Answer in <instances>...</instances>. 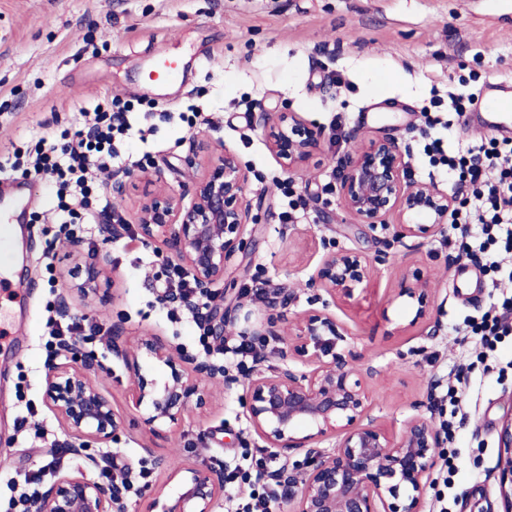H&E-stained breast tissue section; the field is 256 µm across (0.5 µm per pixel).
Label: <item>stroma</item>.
<instances>
[{"label": "stroma", "mask_w": 512, "mask_h": 512, "mask_svg": "<svg viewBox=\"0 0 512 512\" xmlns=\"http://www.w3.org/2000/svg\"><path fill=\"white\" fill-rule=\"evenodd\" d=\"M172 59L187 73L184 85L144 89L153 62ZM477 82L461 85L462 69ZM512 91V0H0V159L17 146H35L49 131L73 126L79 108L118 96L149 103L139 116L152 128L147 140L131 135L118 144L113 171L141 162L175 191L189 176L182 160L199 142H223L250 170L247 197L258 215L246 236L257 247L234 255L216 285L218 301L281 284L292 291L289 314L308 310L307 281L324 254L322 239L368 256L387 255L367 288L333 311L350 339L345 356L371 398L369 419L399 435L407 419L429 414L448 386L463 384L448 450L454 469L424 492L425 512H506L494 471L500 432L512 416V335L502 337L485 361L466 319L498 314L512 298V284L495 288L481 267L459 258L448 230L395 240L392 229L369 230L337 205L341 160L371 140L390 137L410 153L409 176L447 187L444 174L429 175L427 140L452 148L467 137L495 136L492 128L464 134L446 101L449 93ZM200 109L195 128L180 118ZM435 106L448 128L421 134L423 108ZM291 108L322 130L318 152L296 174L284 172L267 147L263 116ZM12 183L34 185L24 226V250L0 271V512H16L15 473L50 485L59 473L97 478L107 451L130 470L148 467V484L171 492L172 471L189 466L242 463L263 457L248 428L242 388L223 392L212 405L190 411L178 425L146 429L126 404L130 379L119 361L92 382L111 400L123 422L118 443L92 457L66 449L61 423L44 396L48 320L68 295L70 317L100 327L87 349L104 355L113 326L126 341L162 337L192 356L210 355L228 367L239 358L240 338L204 352L203 331L188 310L171 318L161 293L157 258L139 240L105 245L81 240L84 253L107 248L112 280L96 294L72 290L76 261L52 217L55 201L39 177L12 172ZM296 210H289L290 198ZM292 211V221L281 218ZM417 275L431 288L429 317L414 322V309L395 295L402 275ZM38 413L26 418L27 404ZM61 451L59 470L48 469Z\"/></svg>", "instance_id": "obj_1"}]
</instances>
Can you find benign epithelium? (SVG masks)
Returning <instances> with one entry per match:
<instances>
[{
    "instance_id": "benign-epithelium-1",
    "label": "benign epithelium",
    "mask_w": 512,
    "mask_h": 512,
    "mask_svg": "<svg viewBox=\"0 0 512 512\" xmlns=\"http://www.w3.org/2000/svg\"><path fill=\"white\" fill-rule=\"evenodd\" d=\"M269 150L283 168L295 173L320 148L321 131L296 113L280 111L267 119ZM184 159L192 174L189 201L152 178L148 171L113 177L108 189L122 194L127 181L144 179L151 186L134 216L140 242L155 250L165 263L169 256L158 243L172 246L184 269L202 295L224 280L228 262L240 252L255 250L256 240L245 239V227L256 222L246 197L249 170L223 145L202 146ZM406 154L390 138L371 141L341 167L337 202L359 224L375 229L397 218L394 238L428 235L448 223L456 197L431 182L408 177ZM108 254L84 260V279L77 290L90 294L107 280ZM376 258L342 247L328 246L311 277V286L330 300L351 298L356 287L368 283ZM428 282L403 276L397 296L415 308L411 323L427 316ZM305 311L288 329L265 328L239 332L265 346L267 339L280 344L282 364L271 373L252 370L242 404L253 433L267 448L285 456L269 475L284 492L285 512H422V490L435 468L439 449L448 444L434 419L411 417L397 437L362 418L368 396L358 373L342 353L347 332L330 310ZM291 301L286 288H274L267 306L285 308ZM235 326L227 308L216 303L208 319L207 333L216 346L224 345V333ZM122 328H112L109 352L121 361L131 379V404L146 409L144 423H175L191 407L201 409L212 394L208 384L218 379L230 390L239 376L208 358L190 357L162 339L151 336L128 347L118 343ZM64 361L48 364L45 398L62 421L65 436L82 448L109 445L121 428V417L110 400L90 381V374H108L111 368L79 340L61 349ZM148 358L168 368L160 379L143 373L140 359ZM341 432L330 448L318 444ZM496 478L503 496L512 504V417L503 426ZM300 450L303 459L290 461L288 452ZM175 490L153 494L146 512H215L224 499V473L207 468H188L174 475ZM118 483L100 481L84 473L61 475L30 503V512H125Z\"/></svg>"
}]
</instances>
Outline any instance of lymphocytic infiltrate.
<instances>
[{
    "label": "lymphocytic infiltrate",
    "instance_id": "obj_1",
    "mask_svg": "<svg viewBox=\"0 0 512 512\" xmlns=\"http://www.w3.org/2000/svg\"><path fill=\"white\" fill-rule=\"evenodd\" d=\"M130 102L114 98L92 108H80L78 129H64L59 136L41 139L35 151L19 150L13 168H32L44 176L69 223L96 229V215L109 206L94 195L93 173L107 169L117 152L115 139L131 129ZM431 166L443 168L459 206L448 222L463 243L466 257L489 272H499L505 257H512V148L500 147L491 138L457 151L444 150L440 140L426 145Z\"/></svg>",
    "mask_w": 512,
    "mask_h": 512
}]
</instances>
